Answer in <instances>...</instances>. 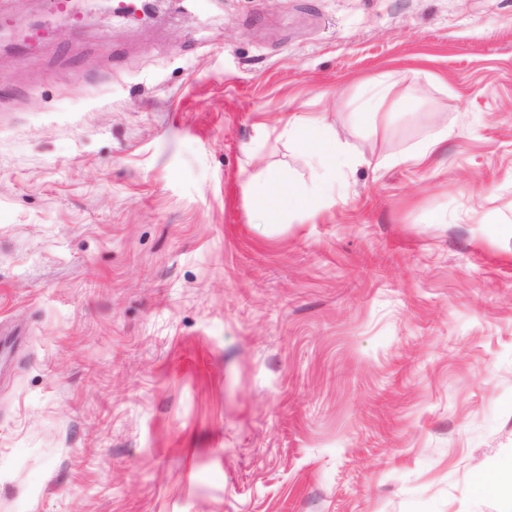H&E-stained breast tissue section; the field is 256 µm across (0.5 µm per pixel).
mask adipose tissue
Listing matches in <instances>:
<instances>
[{"label": "adipose tissue", "mask_w": 512, "mask_h": 512, "mask_svg": "<svg viewBox=\"0 0 512 512\" xmlns=\"http://www.w3.org/2000/svg\"><path fill=\"white\" fill-rule=\"evenodd\" d=\"M313 134L311 150L314 159L331 158L340 168L349 169L365 162L363 151L353 145L333 138L328 133L324 116L308 119H289L282 130L283 135L294 138L302 130ZM249 205L261 224H286L293 218L303 216L315 218L323 209L336 202V174L328 172L310 192L302 193L287 187L276 176L265 172H249L245 175Z\"/></svg>", "instance_id": "1"}]
</instances>
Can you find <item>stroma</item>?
<instances>
[{
    "instance_id": "1",
    "label": "stroma",
    "mask_w": 512,
    "mask_h": 512,
    "mask_svg": "<svg viewBox=\"0 0 512 512\" xmlns=\"http://www.w3.org/2000/svg\"><path fill=\"white\" fill-rule=\"evenodd\" d=\"M219 2L0 0V512H512V0ZM303 129L313 133L310 147L313 158L323 162L325 156H329L335 169L325 174L308 193L296 192L268 172L245 171L244 182L249 205L259 224H286L299 216L314 219L322 209L336 203V160L342 169H349L366 161L362 150L328 134L323 115L303 120L298 117L288 119L282 135H286L288 139L296 138ZM452 132L453 129H448V125L440 127L427 141L416 147L413 157L419 163L430 160L439 151L441 146L448 141V136ZM473 484L474 491L478 495H496L500 492H510L512 494V460L502 466L496 480H487L482 473L478 472Z\"/></svg>"
}]
</instances>
